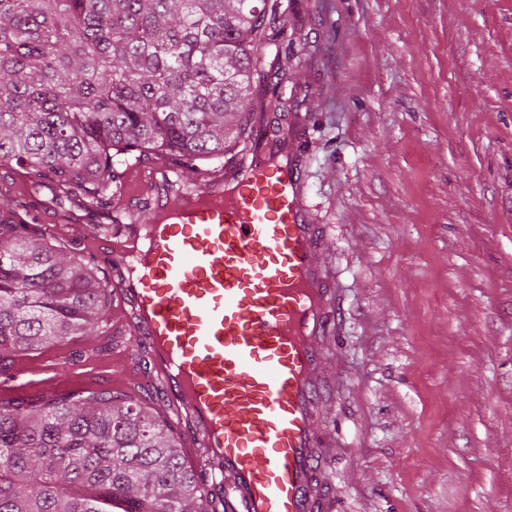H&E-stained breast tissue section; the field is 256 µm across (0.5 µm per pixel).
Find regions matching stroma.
I'll list each match as a JSON object with an SVG mask.
<instances>
[{
    "instance_id": "35a3bbf8",
    "label": "stroma",
    "mask_w": 512,
    "mask_h": 512,
    "mask_svg": "<svg viewBox=\"0 0 512 512\" xmlns=\"http://www.w3.org/2000/svg\"><path fill=\"white\" fill-rule=\"evenodd\" d=\"M282 84L341 379L335 512H512V0H290ZM108 332L34 352L50 393L108 392Z\"/></svg>"
}]
</instances>
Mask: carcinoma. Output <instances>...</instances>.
Returning <instances> with one entry per match:
<instances>
[{"label":"carcinoma","instance_id":"carcinoma-1","mask_svg":"<svg viewBox=\"0 0 512 512\" xmlns=\"http://www.w3.org/2000/svg\"><path fill=\"white\" fill-rule=\"evenodd\" d=\"M284 0H0V163L30 178V201L0 207V369L104 322L109 280L31 210L88 214L99 236L152 218L112 207L128 166L172 167L177 186L207 162L241 166L267 96L260 49ZM225 512L184 464L168 425L124 393L0 398V512Z\"/></svg>","mask_w":512,"mask_h":512}]
</instances>
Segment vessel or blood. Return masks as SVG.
I'll list each match as a JSON object with an SVG mask.
<instances>
[{
  "label": "vessel or blood",
  "mask_w": 512,
  "mask_h": 512,
  "mask_svg": "<svg viewBox=\"0 0 512 512\" xmlns=\"http://www.w3.org/2000/svg\"><path fill=\"white\" fill-rule=\"evenodd\" d=\"M278 139L287 162L257 143L238 175L202 174L186 190L165 165L131 168L126 190L158 204L111 242L124 274L112 295L226 512H331L316 467L335 297L296 142Z\"/></svg>",
  "instance_id": "vessel-or-blood-1"
}]
</instances>
